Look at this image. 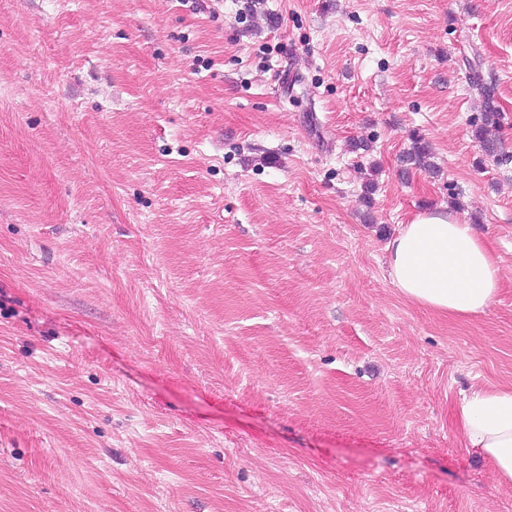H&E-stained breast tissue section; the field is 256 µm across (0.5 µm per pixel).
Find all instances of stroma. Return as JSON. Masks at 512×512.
Instances as JSON below:
<instances>
[{"label": "stroma", "mask_w": 512, "mask_h": 512, "mask_svg": "<svg viewBox=\"0 0 512 512\" xmlns=\"http://www.w3.org/2000/svg\"><path fill=\"white\" fill-rule=\"evenodd\" d=\"M440 207L482 314L390 276ZM508 386L512 0H0V512H512ZM466 61L469 69L468 79L470 85L476 88L484 102L482 125L479 128V139H481L480 142L485 153L491 155L494 154L497 150L496 141L485 136L483 132L486 131L488 126L496 125L501 114L495 98V88L491 85L483 83V80L479 74L481 63L479 56L476 55V53L473 54L471 60L467 58ZM392 281L411 302L448 314L484 313L500 288V268L487 243L455 214L415 215L388 246ZM455 423L463 446L477 450L498 481L512 486V386L471 391L455 407Z\"/></svg>", "instance_id": "35a3bbf8"}]
</instances>
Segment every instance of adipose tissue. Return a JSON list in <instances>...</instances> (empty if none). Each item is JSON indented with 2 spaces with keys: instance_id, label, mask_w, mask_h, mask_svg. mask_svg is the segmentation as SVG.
I'll return each mask as SVG.
<instances>
[{
  "instance_id": "obj_1",
  "label": "adipose tissue",
  "mask_w": 512,
  "mask_h": 512,
  "mask_svg": "<svg viewBox=\"0 0 512 512\" xmlns=\"http://www.w3.org/2000/svg\"><path fill=\"white\" fill-rule=\"evenodd\" d=\"M392 281L411 302L448 314L484 313L500 288V268L487 243L455 214L415 215L388 246ZM464 447L477 450L498 481L512 486V386L479 388L455 408Z\"/></svg>"
}]
</instances>
